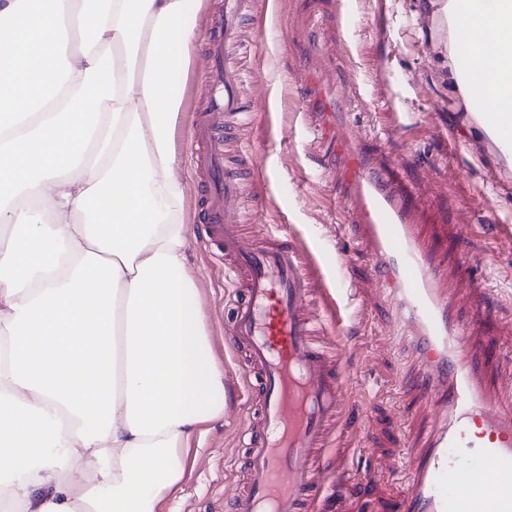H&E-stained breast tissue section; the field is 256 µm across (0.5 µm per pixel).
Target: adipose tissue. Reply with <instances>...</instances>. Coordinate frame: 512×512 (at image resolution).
<instances>
[{
	"label": "adipose tissue",
	"instance_id": "1",
	"mask_svg": "<svg viewBox=\"0 0 512 512\" xmlns=\"http://www.w3.org/2000/svg\"><path fill=\"white\" fill-rule=\"evenodd\" d=\"M196 37L190 0H0V512H156L224 413L169 79ZM457 37L512 114V16Z\"/></svg>",
	"mask_w": 512,
	"mask_h": 512
}]
</instances>
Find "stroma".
<instances>
[{"instance_id":"stroma-1","label":"stroma","mask_w":512,"mask_h":512,"mask_svg":"<svg viewBox=\"0 0 512 512\" xmlns=\"http://www.w3.org/2000/svg\"><path fill=\"white\" fill-rule=\"evenodd\" d=\"M262 15L245 21L239 49L249 75L245 94L263 110L225 136L245 146L258 175L244 180L240 228L247 238L288 232L313 267L314 306L330 320L329 345L348 376L346 398L323 460L328 490L317 512H367L356 474L375 457L391 459L380 477L377 512L410 482V447L424 426L426 399L411 388L412 356L389 329L382 296L361 283L371 259L344 210L341 176L325 168L332 118L311 109V89L325 72L351 75L344 93L347 120L358 144L400 165L408 182L429 189L425 232L438 224H467L438 244L445 264L466 262L493 300L487 335L512 333V158L488 140L458 89L455 22L443 0H265ZM224 0H199V36L186 70L178 73L181 123L176 132L186 186V266L201 300L212 354L224 371V414L201 426L190 441L182 480L158 512H227L248 486L245 421L258 407L259 383L245 346L232 345L235 319L232 273L214 244L198 238L201 175L188 151V134L211 92L206 32Z\"/></svg>"}]
</instances>
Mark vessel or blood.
Masks as SVG:
<instances>
[{
  "label": "vessel or blood",
  "instance_id": "b4317fda",
  "mask_svg": "<svg viewBox=\"0 0 512 512\" xmlns=\"http://www.w3.org/2000/svg\"><path fill=\"white\" fill-rule=\"evenodd\" d=\"M262 4L224 0L210 19L206 45L217 92L193 124L191 148L206 166L203 222L223 241L236 276L233 334L247 345L262 385L260 413L248 426L250 489L232 499L230 512H312L323 489L315 473L344 397L341 363L311 339L314 288L304 251L284 234L241 236L240 177L224 167L225 128L253 114L238 96L242 74L231 48ZM479 67L476 55H460V89L499 151L511 154L512 137L477 89ZM335 164L346 177L354 233L375 260L373 282L390 302L395 334L408 339L424 368L420 386L432 406L396 512H512V410L488 389L481 368L489 357L512 367V336H482L480 320L460 319L464 299L417 230L416 193L394 167L356 148L341 115Z\"/></svg>",
  "mask_w": 512,
  "mask_h": 512
}]
</instances>
